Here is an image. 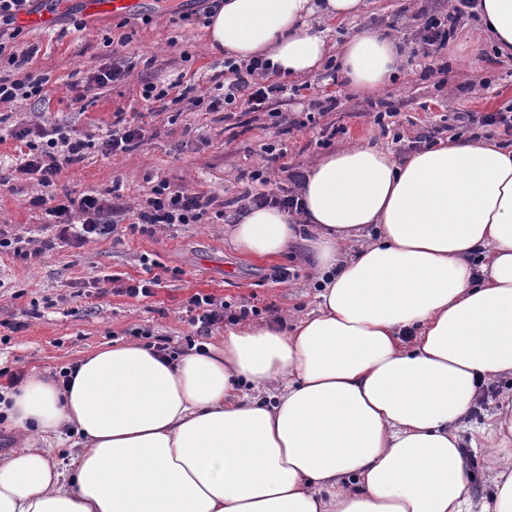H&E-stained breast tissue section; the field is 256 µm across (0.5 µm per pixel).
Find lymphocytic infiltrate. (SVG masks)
Here are the masks:
<instances>
[{
    "label": "lymphocytic infiltrate",
    "mask_w": 512,
    "mask_h": 512,
    "mask_svg": "<svg viewBox=\"0 0 512 512\" xmlns=\"http://www.w3.org/2000/svg\"><path fill=\"white\" fill-rule=\"evenodd\" d=\"M475 6L476 0H448L445 18L428 17L422 26L420 38L423 55H431L447 45L459 19ZM31 10L32 0H0V61H6L9 67L20 71L29 63V55L7 52L6 47L8 41L16 39L21 33L16 24L18 15ZM272 75L269 63L258 58L241 64L225 61L221 83L223 92L210 97L209 110L218 111L238 103L244 111L277 116V96L282 87L273 82ZM12 135L25 142L28 148L27 157L18 168L19 173L39 175L41 183L47 187L53 185L61 166L81 162L92 146L91 141L72 136L60 126L48 131L22 126L14 129ZM32 204L46 207L48 215L56 219L57 226L54 240L45 241L43 248L33 250L18 246L15 237L0 229V251H12L15 258L23 261L41 256L43 249L53 248L58 241L79 245L88 238L112 234L115 227L106 222L105 216L121 210L119 204L89 194L77 198L67 196L53 206L49 205L46 197L41 196L34 198ZM209 204V199L197 192L186 188L173 189L162 184L154 188L152 196L138 212L136 222L129 224L128 230L151 235L163 226L195 224L204 216ZM75 212L84 218L78 228L70 222ZM257 312V307L248 302L231 305L217 301L210 294H194L187 302L186 317L194 327L196 337L201 340L196 347L197 352H204L202 340L210 336L216 326L225 322L238 323Z\"/></svg>",
    "instance_id": "obj_1"
}]
</instances>
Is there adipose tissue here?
Wrapping results in <instances>:
<instances>
[{"label": "adipose tissue", "mask_w": 512, "mask_h": 512, "mask_svg": "<svg viewBox=\"0 0 512 512\" xmlns=\"http://www.w3.org/2000/svg\"><path fill=\"white\" fill-rule=\"evenodd\" d=\"M361 7L224 0L207 43L285 76L334 57L374 92L399 74L395 41L365 28L335 54L308 22ZM478 11L472 47L512 55V0ZM300 194L301 216L254 207L230 233L261 258L306 240L317 310L173 359L112 341L68 384L5 391L21 442L0 463V512H512V391L477 430L491 503L473 500L460 452L479 386L512 377V146L463 138L398 159L357 144L311 164Z\"/></svg>", "instance_id": "obj_1"}]
</instances>
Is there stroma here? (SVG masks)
<instances>
[{"mask_svg":"<svg viewBox=\"0 0 512 512\" xmlns=\"http://www.w3.org/2000/svg\"><path fill=\"white\" fill-rule=\"evenodd\" d=\"M189 2L148 0V13L123 18L86 15L82 0L34 2L35 10L54 12L55 20L48 27H24L15 46L37 47L27 70L48 82L44 100L0 103V172L11 177L9 185L0 186V226L36 248L50 238L51 219L44 208L30 206L32 197H105L115 189L125 210L112 235L78 246L56 244L37 263L0 253L1 387L14 374L54 376L103 343L133 341L142 330L168 337L172 350H186L194 330L185 306L197 293L234 304L250 301L259 309L260 323H292L315 311V274L302 244H294L288 256L258 260L238 250L225 230L247 205L248 194L260 192L250 173L268 147L285 154L269 174L272 182L284 184L287 169L303 168L331 150L367 141L402 157L418 133L455 126L459 113L512 111V56L487 46L470 59L461 57V47L479 26L474 17L461 19L447 47L429 57L418 53L422 23L446 14L448 0H363L359 17L321 23L327 42L336 45L366 26L396 37L405 54L403 71L375 95L350 91L331 64L313 76L281 78L285 90L278 98L277 123L263 113L247 121L233 106L210 112L186 99L152 109L142 98L145 82H178L205 96L224 67L223 55L207 46L202 20H179ZM78 20L83 29L75 28ZM114 65L126 69L123 79L91 86L82 103L73 104L76 84ZM330 95L335 109L321 111L320 101ZM385 110L397 111V119L375 124L374 113ZM120 117L138 121L146 136L134 151L112 156L101 144ZM22 125L64 126L93 146L83 161L63 166L47 188L38 175L15 172L27 148L11 132ZM162 183L210 198L202 220L163 227L151 236L128 233L127 224ZM147 260L161 279L151 297L91 286L106 275L124 284L144 278ZM14 322L21 330H11Z\"/></svg>","mask_w":512,"mask_h":512,"instance_id":"stroma-1","label":"stroma"}]
</instances>
